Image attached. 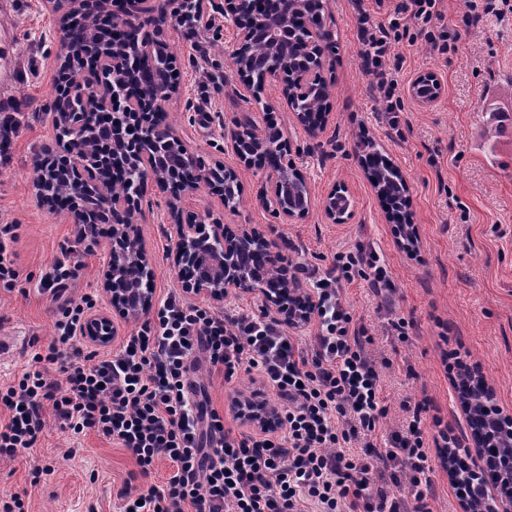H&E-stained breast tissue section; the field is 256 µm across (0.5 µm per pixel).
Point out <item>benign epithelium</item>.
I'll return each instance as SVG.
<instances>
[{
    "label": "benign epithelium",
    "instance_id": "1",
    "mask_svg": "<svg viewBox=\"0 0 512 512\" xmlns=\"http://www.w3.org/2000/svg\"><path fill=\"white\" fill-rule=\"evenodd\" d=\"M57 14L60 29L68 28L77 14L94 8L95 0H46ZM123 9L112 13L113 23L105 24L101 36L77 48L64 46L62 63L56 70L57 81L66 79L69 96L79 102L74 112L64 113V132L58 134L69 154L75 158L66 170L74 192L67 198H57L45 190L49 175L36 182L39 195L49 206L64 213L72 224L106 225L112 228V249L103 273V288L109 303L119 312L135 315L147 313L152 297L138 284L128 282L123 268L131 263L140 266L147 278H152L146 254L139 243L136 225L127 214L139 208L140 198L148 186L166 193L184 190L201 181L220 197L224 206L234 207L236 197L226 193L230 186L239 185L235 169L223 165L205 167L192 148L182 141L161 120L164 103L177 90L170 80L156 88L140 80L144 67L166 69L165 59L157 38L177 15L184 0H122ZM224 16L235 32L234 53L240 61V74L251 82L250 48L259 40L277 47L266 68L264 79L280 84L281 97L296 123L311 138L325 130L329 111L316 119L302 110L298 89H306L313 74L323 73L329 65L325 46L332 39L335 18L327 11V0H274L272 10L263 12L261 0H224ZM442 89L441 80L431 72L418 74L409 86L412 97L423 105L435 102ZM112 127V158L100 162L79 158L82 151L78 133L95 125ZM224 142L240 162L249 165L259 156L264 162L275 160L270 168L274 178L272 199L264 201L281 223L288 224L304 217L311 206V196L305 177L281 161L284 133L259 134L248 124L224 133ZM140 171L139 181L124 197L113 200L106 190L109 179L125 180L133 170ZM348 198L345 186H334L321 201L325 216L336 224L352 218L350 207L339 203ZM174 235L177 239L178 278L182 287L207 294L222 303L234 297L256 293L263 309L282 324L305 325L315 317L316 302L312 293L289 277L284 256L275 243L256 228L237 234L213 224L209 232H200L197 224L184 223L174 215ZM398 245L408 251L418 248L420 236L415 224L398 227ZM258 255L266 265L281 270L278 284L266 285L261 270L250 258ZM85 335L98 344L115 335L112 319L106 314L88 318ZM467 375L478 383L484 395V411L496 406V391L477 366ZM498 440L512 441V414L492 417ZM471 472L480 478L490 470L495 481L479 483L478 495L461 504L462 512H486V506L500 499V491L512 485V454L489 456L482 448L470 449Z\"/></svg>",
    "mask_w": 512,
    "mask_h": 512
}]
</instances>
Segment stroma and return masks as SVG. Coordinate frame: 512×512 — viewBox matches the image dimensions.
<instances>
[{
    "label": "stroma",
    "instance_id": "1",
    "mask_svg": "<svg viewBox=\"0 0 512 512\" xmlns=\"http://www.w3.org/2000/svg\"><path fill=\"white\" fill-rule=\"evenodd\" d=\"M446 20L459 35L455 51L439 55L423 37L393 43L387 64L398 85L403 110H381L379 94L358 53V14L353 0H329L336 18L330 80V116L324 133L311 139L280 100V88L265 83L247 88L231 66L233 31L221 14L199 35L177 24L163 32L178 49V88L165 104L176 133L205 164L236 168L243 186L241 202L226 209L205 184L172 197L147 190L140 200L139 238L153 271L154 300L179 287L171 209L194 223L223 224L237 232L247 225L265 229L277 242L292 275L305 287L330 277L336 255L359 246L376 250L392 288L383 299L366 279L342 283L353 312V325L371 336L372 356L380 369L388 415L372 438L388 447L402 431L403 401L424 405V439L434 447L441 434L468 432L457 405L455 359L477 365L496 390L497 403L512 413V17L466 26L465 0H443ZM13 34L12 85L0 91L16 122L0 132V225H19L17 278L0 283V336H21L25 343L0 362V386L26 368L34 352L44 350L55 333V305L40 284L48 268L70 260L74 275L68 294L98 297L97 310L111 313L118 337L137 331L142 318L112 314L102 288L109 257L108 241L86 251L75 241V227L54 212L34 189L35 157L55 141L52 107L61 48L57 17L44 0H7L0 28ZM436 73L442 92L430 105L409 92L416 74ZM275 120L287 134L286 159L307 179L312 203L308 213L288 224L277 223L263 206L273 192L266 166L244 165L224 149V132L244 123L265 129ZM374 142L405 176L412 217L420 234L418 252L398 248L394 224L364 170L361 143ZM348 189L353 218L329 221L321 199L336 184ZM410 322L409 338L399 341L392 320ZM195 378L210 408L233 433L248 431L234 420L233 396L248 395L256 373L242 372L225 381L223 372L199 361ZM165 458L150 477H142L125 449L93 433L64 432L54 415L36 447L0 456V501L21 495L27 512H123L124 484L163 485L173 472Z\"/></svg>",
    "mask_w": 512,
    "mask_h": 512
}]
</instances>
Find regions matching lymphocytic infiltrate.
Returning <instances> with one entry per match:
<instances>
[{"instance_id":"obj_1","label":"lymphocytic infiltrate","mask_w":512,"mask_h":512,"mask_svg":"<svg viewBox=\"0 0 512 512\" xmlns=\"http://www.w3.org/2000/svg\"><path fill=\"white\" fill-rule=\"evenodd\" d=\"M441 2L400 0L386 23L377 10L359 6L362 53L385 111L401 109L386 64L392 32L413 28L438 54L454 50L457 35ZM376 263L375 254L361 248L337 254L336 278L317 285L320 329L310 346L266 315L228 321L172 291L114 353L87 350L84 326L95 299L68 297L72 272L56 263L47 274L58 308L56 334L0 391L9 413L0 425V454L35 447L49 408L72 435L93 432L127 450L142 476H150L158 459L174 463L164 485L136 495L122 491L124 512H429L424 408L404 402L403 432L386 450L371 443L388 408L368 351L372 339L353 327L336 286L368 266L373 287L387 288ZM202 356L228 379L256 370L278 399L277 426L249 434L226 430L193 380ZM53 364L62 380L49 377ZM400 457L409 467L404 478L387 475L385 465Z\"/></svg>"}]
</instances>
